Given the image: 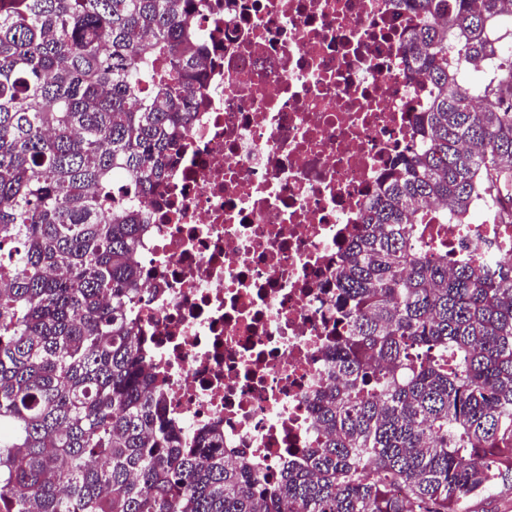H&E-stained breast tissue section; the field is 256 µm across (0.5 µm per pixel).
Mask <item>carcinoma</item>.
I'll return each mask as SVG.
<instances>
[{
	"label": "carcinoma",
	"instance_id": "cac0c4a2",
	"mask_svg": "<svg viewBox=\"0 0 512 512\" xmlns=\"http://www.w3.org/2000/svg\"><path fill=\"white\" fill-rule=\"evenodd\" d=\"M205 0H0V505L4 512H468L512 477V262L448 265L422 224H512V0H400L432 97L340 246L341 381L276 482L190 447L135 310L148 207L205 98ZM485 62L476 92L464 65ZM132 177L112 196L113 180ZM448 201L432 216L426 204Z\"/></svg>",
	"mask_w": 512,
	"mask_h": 512
}]
</instances>
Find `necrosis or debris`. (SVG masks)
I'll return each mask as SVG.
<instances>
[{"label": "necrosis or debris", "mask_w": 512, "mask_h": 512, "mask_svg": "<svg viewBox=\"0 0 512 512\" xmlns=\"http://www.w3.org/2000/svg\"><path fill=\"white\" fill-rule=\"evenodd\" d=\"M206 102L149 206L135 314L188 441L273 479L316 446L339 245L408 143L424 74L396 0H206ZM424 241L512 259V224H425Z\"/></svg>", "instance_id": "1"}]
</instances>
